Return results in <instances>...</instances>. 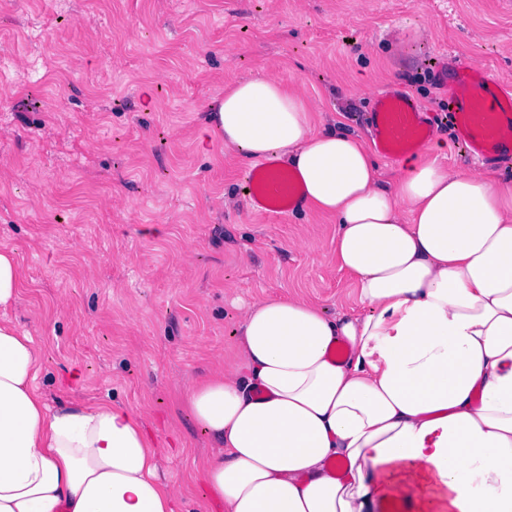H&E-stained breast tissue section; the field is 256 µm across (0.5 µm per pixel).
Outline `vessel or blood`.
I'll use <instances>...</instances> for the list:
<instances>
[{
    "label": "vessel or blood",
    "instance_id": "b4317fda",
    "mask_svg": "<svg viewBox=\"0 0 512 512\" xmlns=\"http://www.w3.org/2000/svg\"><path fill=\"white\" fill-rule=\"evenodd\" d=\"M436 74L461 145L486 162L512 155V85L493 83L485 69L463 66L448 57L437 63ZM370 118L376 146L387 156L417 153L432 135L429 117L399 90L376 93ZM245 188L249 205L260 215L281 217L301 205L294 170L277 160L251 166Z\"/></svg>",
    "mask_w": 512,
    "mask_h": 512
}]
</instances>
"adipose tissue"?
Returning a JSON list of instances; mask_svg holds the SVG:
<instances>
[{
	"label": "adipose tissue",
	"mask_w": 512,
	"mask_h": 512,
	"mask_svg": "<svg viewBox=\"0 0 512 512\" xmlns=\"http://www.w3.org/2000/svg\"><path fill=\"white\" fill-rule=\"evenodd\" d=\"M210 121L248 160L291 159L362 310L256 298L233 360L191 379L206 512H512V183L419 157L384 180L361 135L265 76ZM38 361L0 323V512H179L141 415L50 406Z\"/></svg>",
	"instance_id": "adipose-tissue-1"
}]
</instances>
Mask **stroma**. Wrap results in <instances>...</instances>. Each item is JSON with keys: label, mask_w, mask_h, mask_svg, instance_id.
I'll use <instances>...</instances> for the list:
<instances>
[{"label": "stroma", "mask_w": 512, "mask_h": 512, "mask_svg": "<svg viewBox=\"0 0 512 512\" xmlns=\"http://www.w3.org/2000/svg\"><path fill=\"white\" fill-rule=\"evenodd\" d=\"M443 55L512 82V0H0V251L20 275L7 315L41 349L46 402L140 413L182 512H203L212 443L182 403L188 379L233 358L256 296L354 306L334 222L249 212V163L210 107L267 75L370 139L374 91L438 111L436 82L416 78ZM432 138L424 159L479 169L453 126Z\"/></svg>", "instance_id": "stroma-1"}]
</instances>
